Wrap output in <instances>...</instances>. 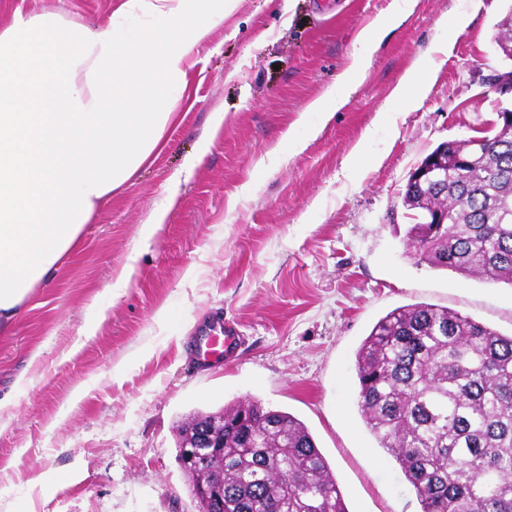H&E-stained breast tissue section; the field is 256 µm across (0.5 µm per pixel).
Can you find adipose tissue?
Masks as SVG:
<instances>
[{
  "instance_id": "obj_1",
  "label": "adipose tissue",
  "mask_w": 512,
  "mask_h": 512,
  "mask_svg": "<svg viewBox=\"0 0 512 512\" xmlns=\"http://www.w3.org/2000/svg\"><path fill=\"white\" fill-rule=\"evenodd\" d=\"M240 0H115L0 26V334L78 249L102 202L166 146L197 49Z\"/></svg>"
}]
</instances>
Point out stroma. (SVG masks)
I'll return each instance as SVG.
<instances>
[{"mask_svg":"<svg viewBox=\"0 0 512 512\" xmlns=\"http://www.w3.org/2000/svg\"><path fill=\"white\" fill-rule=\"evenodd\" d=\"M113 2L9 0L0 25L13 10L56 6L102 22ZM396 7L241 0L199 48L191 102L163 152L113 191L75 258L0 335V396L16 402L0 418V512H198L177 429L245 399L305 424L348 512H421L359 414L355 357L381 318L414 303L512 335V287L417 263L402 203L427 154L512 105L488 82L512 67L496 41L512 0H416L370 67L353 72L361 34ZM458 15L468 25L446 27ZM418 60L433 69L430 90L417 106L391 103ZM341 75L347 102L322 131L280 166L259 167ZM172 192L163 231L142 242L141 224ZM132 255L136 272L116 287ZM96 306L105 319L83 339ZM216 316L242 343L223 363L196 367L193 338Z\"/></svg>","mask_w":512,"mask_h":512,"instance_id":"35a3bbf8","label":"stroma"}]
</instances>
